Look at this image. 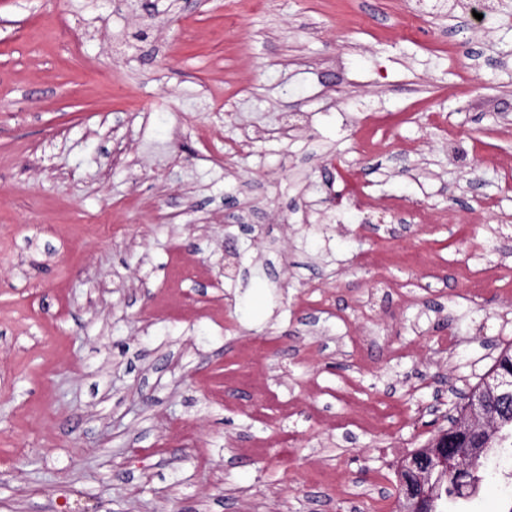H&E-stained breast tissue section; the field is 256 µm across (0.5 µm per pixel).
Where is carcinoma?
Segmentation results:
<instances>
[{
  "mask_svg": "<svg viewBox=\"0 0 512 512\" xmlns=\"http://www.w3.org/2000/svg\"><path fill=\"white\" fill-rule=\"evenodd\" d=\"M452 440V446L468 459V469L458 471L439 467L435 472L436 488L432 495L415 505L416 512H458L460 502L475 493L486 473L503 459L512 460V414L498 422L487 437H476L469 432H437L432 443Z\"/></svg>",
  "mask_w": 512,
  "mask_h": 512,
  "instance_id": "carcinoma-1",
  "label": "carcinoma"
}]
</instances>
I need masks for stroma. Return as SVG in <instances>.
<instances>
[{"label":"stroma","instance_id":"stroma-1","mask_svg":"<svg viewBox=\"0 0 512 512\" xmlns=\"http://www.w3.org/2000/svg\"><path fill=\"white\" fill-rule=\"evenodd\" d=\"M473 7L0 0V512H397L512 349L462 278L512 264V0ZM447 448H432L429 451L420 454H413L406 457L404 460L407 463V470L410 474L408 480L402 479V483L405 487L399 485L398 493L399 496L406 497L407 501L413 502L415 496L421 491L431 487L433 483V473L431 460L441 458L446 453Z\"/></svg>","mask_w":512,"mask_h":512}]
</instances>
